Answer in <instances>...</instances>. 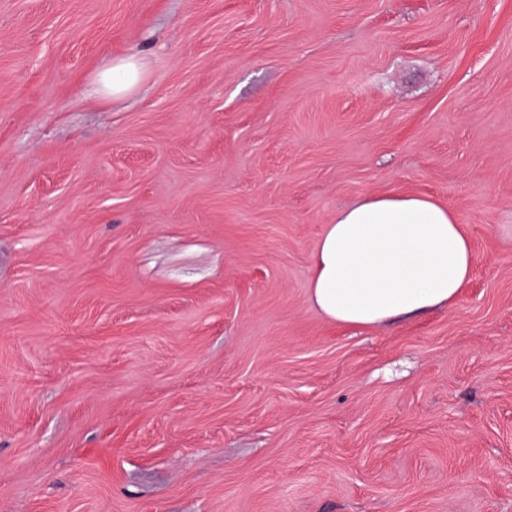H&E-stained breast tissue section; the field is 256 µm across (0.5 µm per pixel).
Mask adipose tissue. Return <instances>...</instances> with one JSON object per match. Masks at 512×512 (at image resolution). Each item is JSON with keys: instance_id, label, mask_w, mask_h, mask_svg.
Segmentation results:
<instances>
[{"instance_id": "ef3b65f1", "label": "adipose tissue", "mask_w": 512, "mask_h": 512, "mask_svg": "<svg viewBox=\"0 0 512 512\" xmlns=\"http://www.w3.org/2000/svg\"><path fill=\"white\" fill-rule=\"evenodd\" d=\"M475 265L456 214L418 195H368L325 225L308 299L340 324L378 326L455 303Z\"/></svg>"}]
</instances>
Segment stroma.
Instances as JSON below:
<instances>
[{
	"instance_id": "35a3bbf8",
	"label": "stroma",
	"mask_w": 512,
	"mask_h": 512,
	"mask_svg": "<svg viewBox=\"0 0 512 512\" xmlns=\"http://www.w3.org/2000/svg\"><path fill=\"white\" fill-rule=\"evenodd\" d=\"M371 194L452 307L310 304ZM0 512H512V0H0ZM140 64L135 56L118 58L112 61V67L105 71L99 81L102 87L119 95L130 90L140 75ZM475 265L456 214L418 195H367L326 224L308 299L340 324L378 326L455 303Z\"/></svg>"
}]
</instances>
